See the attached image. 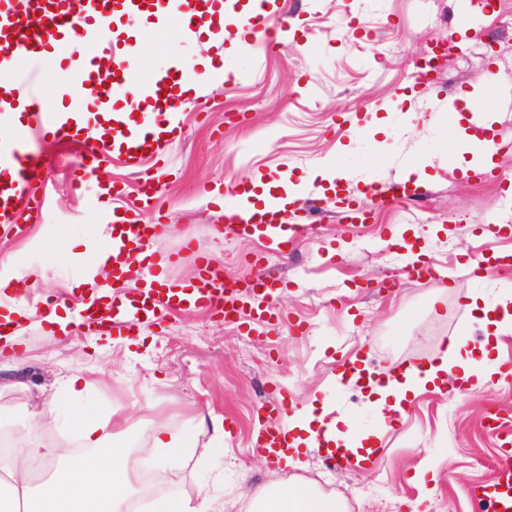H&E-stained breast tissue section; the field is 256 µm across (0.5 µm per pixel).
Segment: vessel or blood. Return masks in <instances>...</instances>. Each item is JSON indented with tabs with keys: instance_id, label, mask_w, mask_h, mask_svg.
<instances>
[{
	"instance_id": "obj_1",
	"label": "vessel or blood",
	"mask_w": 512,
	"mask_h": 512,
	"mask_svg": "<svg viewBox=\"0 0 512 512\" xmlns=\"http://www.w3.org/2000/svg\"><path fill=\"white\" fill-rule=\"evenodd\" d=\"M240 0H0V73L15 69L19 56L40 61L56 55L61 46L70 52L60 64L69 73L73 92L87 101L101 119L87 122L83 113L62 99L52 112L45 111L38 93L18 82L0 83V111L19 110L20 120L7 134H0V224L25 223L28 204H41L48 163L43 154L30 151L32 137L85 144L87 150L70 171L74 187L95 174L97 164L118 157L137 168L146 159H159L170 138L182 130L180 114L185 104L179 93L184 85L195 86V101L205 100L210 86L223 82L221 57L209 67L191 66L175 57L168 67L144 79L136 78L134 62L122 52L119 27L140 18L154 19L156 36L193 32L202 36L221 19L238 15ZM279 0H262L259 13L246 18L243 31L249 45L278 47V33L285 28ZM111 57L114 77L110 84L97 74L102 57ZM487 96L494 105L512 103V88L504 86L496 70H489ZM380 192L386 201L399 202L417 194L414 179L404 178L385 186L363 183L343 197V218L365 222L370 215L363 200ZM246 183L235 184L224 200V232L232 236L260 233L269 249H288L289 233H302V210L279 208L269 201L267 212H259ZM164 231L161 218L143 223L140 214L117 215L112 225V266L115 285L105 319L117 334L139 325L138 316L178 303L218 316H230L234 304L224 293V272L206 254H198L200 277L185 299L172 296L171 286L161 281V256L153 245ZM479 512H512V452H504L494 478L470 491Z\"/></svg>"
}]
</instances>
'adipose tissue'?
<instances>
[{"label": "adipose tissue", "mask_w": 512, "mask_h": 512, "mask_svg": "<svg viewBox=\"0 0 512 512\" xmlns=\"http://www.w3.org/2000/svg\"><path fill=\"white\" fill-rule=\"evenodd\" d=\"M489 364L488 350L467 349L452 343L437 364L424 371H409L404 377L385 383L370 382L372 401L379 415L403 412L405 406L426 389L441 391L449 371L461 378H484ZM49 406L63 409L56 398ZM64 421L78 431L91 447L88 455H76L64 448L44 445L36 433H28L13 459L0 466V512H126L131 466L124 446L109 443L107 422L82 412L63 409ZM292 432V448L283 455L285 465L301 466L302 449H320L322 443H345L350 451L370 448L373 435L355 429L339 430L336 422H325L312 409L296 412L286 421ZM34 459L49 462L52 471L40 485L25 476L26 464ZM256 512H341L334 496L308 485L249 489Z\"/></svg>", "instance_id": "obj_1"}]
</instances>
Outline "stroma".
Segmentation results:
<instances>
[{
  "label": "stroma",
  "mask_w": 512,
  "mask_h": 512,
  "mask_svg": "<svg viewBox=\"0 0 512 512\" xmlns=\"http://www.w3.org/2000/svg\"><path fill=\"white\" fill-rule=\"evenodd\" d=\"M284 2L288 27L273 51L249 47L234 33L209 46L174 34L156 43L149 25L138 23L125 50L141 72L165 68L172 56L218 54L225 86L214 87L203 105L187 106L182 132L161 161L133 174L110 160L78 194L65 172L82 147L43 141L42 150L54 161L43 203L27 223L0 228V262L24 273L45 269L38 290L45 300H64L73 310L101 284L82 280L105 236L92 209L100 182L123 186L111 204L127 211L139 207L140 185L149 179L160 195L154 212L142 218L163 217L156 249L170 259L167 282L195 283L196 255L204 252L223 266L225 279L239 283L235 322L185 308L160 314L129 336H97L87 325L52 335L43 312L35 310L15 328L24 363L0 352V430L32 428L45 443L82 449L58 413L31 416L65 377L82 375L90 387L76 398L77 409L103 418L120 410L126 447L149 457L155 427L193 429L194 444L168 471V490L193 497L207 488L219 512H246L249 487L316 484L321 451L306 452L298 469L261 455L260 436L285 423L271 410L278 399L298 410L324 400L333 416L373 427L378 418L365 387L332 383L344 361L361 356L375 376L391 379L408 364L434 363L456 328L470 321V294L512 311V269L476 278L466 266L483 253L512 254V235L494 237L486 229L503 195L489 179L495 173L512 176V154L487 160L472 149L487 128L512 141V107H474L452 120L432 104L450 92L481 99L489 68L512 74V28L499 26L497 47L482 55L472 46L484 25L462 22L460 0H444L446 13L437 17L424 0ZM353 20L362 24L356 36L347 33ZM436 43L451 44L453 51L430 82L420 84L416 65ZM344 118L352 119L351 128H341ZM338 161L352 185L387 184L419 163V196L399 207L366 199L371 220L351 224L341 220L327 181H318L322 209L312 228L259 268L245 259L262 251L261 237L219 236L224 209L209 188L256 176L296 182ZM51 241L70 247L68 262L48 249ZM411 248L422 250V265H436L445 287L409 279L404 256ZM264 276L275 279L280 308L302 331L271 319L253 334L243 333L253 308L247 285ZM491 406L501 409L512 428V386L493 370L472 381L462 397L420 393L395 429L379 438L383 455L360 466L339 465L322 493L344 503L351 490L366 487L362 512H472L469 490L493 477L500 456V443L482 417ZM218 425L225 427L224 436H216ZM423 465L437 470L436 484L416 481ZM379 475L385 488L375 492L370 485Z\"/></svg>",
  "instance_id": "35a3bbf8"
}]
</instances>
